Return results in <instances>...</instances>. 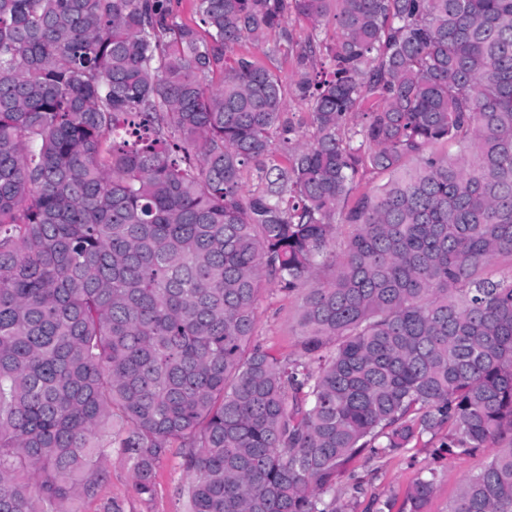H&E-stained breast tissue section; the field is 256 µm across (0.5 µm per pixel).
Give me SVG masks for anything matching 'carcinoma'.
Wrapping results in <instances>:
<instances>
[{
  "mask_svg": "<svg viewBox=\"0 0 512 512\" xmlns=\"http://www.w3.org/2000/svg\"><path fill=\"white\" fill-rule=\"evenodd\" d=\"M192 2L0 0V512H71L112 435L142 500L177 443L188 512H348L356 456L445 427L437 462L494 449L448 512H512V0ZM291 14L310 143L224 58ZM265 277L306 292L291 359ZM273 282H264L257 305L256 340L282 357L292 358L301 332L299 316L304 293L285 295Z\"/></svg>",
  "mask_w": 512,
  "mask_h": 512,
  "instance_id": "obj_1",
  "label": "carcinoma"
}]
</instances>
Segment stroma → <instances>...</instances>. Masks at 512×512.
Returning a JSON list of instances; mask_svg holds the SVG:
<instances>
[{
    "instance_id": "obj_1",
    "label": "stroma",
    "mask_w": 512,
    "mask_h": 512,
    "mask_svg": "<svg viewBox=\"0 0 512 512\" xmlns=\"http://www.w3.org/2000/svg\"><path fill=\"white\" fill-rule=\"evenodd\" d=\"M288 28L295 39L293 46L284 45L280 50H273L274 38L269 35L258 42L244 41L239 49L252 54L263 66L280 75L285 84L288 116L295 123L299 138L309 143L313 140L315 129L310 121L308 105L301 102L294 93V80L297 53L295 45L310 33L311 26L307 22L292 18L288 21ZM303 304V293L287 295L279 290L276 283L264 282L256 310L257 341L280 356H294L301 332L299 316ZM446 437V431H438L428 444L417 446L410 458L387 456L371 459L364 454L358 456L350 463L349 469L362 478V487L356 494L342 495V502L354 501L363 508L369 500L378 496L392 499L397 504L402 503L418 474L420 464L429 460L432 449L439 447ZM485 460L486 457L482 454L463 455L457 457L452 466L439 467L429 512H448V505L456 496L461 481L469 474L477 472ZM181 463V448L172 446L156 469L155 494L152 500L144 501L137 496L134 489L132 461L120 448H112L103 462L107 472L105 480L94 494L74 500L71 508L73 512H102L106 502L114 501L122 505L124 512H184L179 490L188 483L189 477Z\"/></svg>"
}]
</instances>
